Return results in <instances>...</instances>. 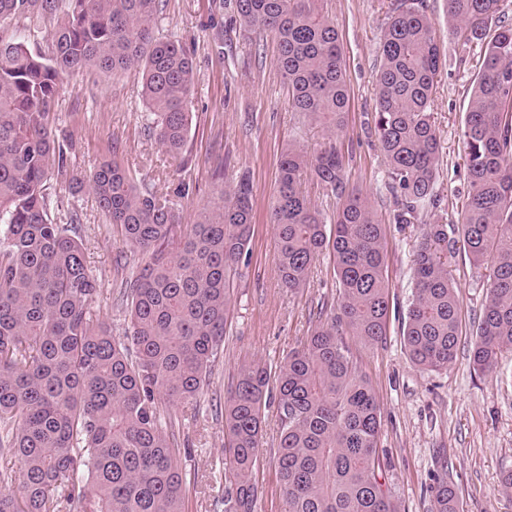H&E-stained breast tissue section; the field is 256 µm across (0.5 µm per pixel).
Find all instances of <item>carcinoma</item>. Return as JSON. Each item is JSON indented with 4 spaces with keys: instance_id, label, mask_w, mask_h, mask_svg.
<instances>
[{
    "instance_id": "cac0c4a2",
    "label": "carcinoma",
    "mask_w": 512,
    "mask_h": 512,
    "mask_svg": "<svg viewBox=\"0 0 512 512\" xmlns=\"http://www.w3.org/2000/svg\"><path fill=\"white\" fill-rule=\"evenodd\" d=\"M164 0H0V512H184L178 449L163 428L164 403L197 399L224 343L233 279L253 224L252 187L224 189L222 203L182 228L166 191L140 192L125 168L104 162L83 182L130 247L149 254L124 288L126 340L91 317L99 292L88 273L79 219L50 213L52 181L71 182L72 145L55 139L63 80L92 68H136L156 135L180 156L189 134L192 59L153 35ZM500 0H447L462 47L480 46L479 74L461 138L467 204L456 224H427L413 259L415 292L403 323L410 361L448 369L459 336L458 296L448 262L464 251L486 266L488 293L471 353L473 370L495 372L512 351V25L489 32ZM240 26L277 41V66L292 110L342 129L349 89L339 31L320 0H234ZM53 22L48 51L6 35L20 18ZM374 134L387 164L397 221L436 205L439 140L432 92L442 66L424 0H393L381 38ZM309 175L339 200L327 218L303 188ZM277 268L289 290L306 286L329 251L337 303L320 310L301 348L278 366L277 467L285 512H400L382 481L380 402L346 336L366 346L386 336L389 287L384 228L351 186L330 143L312 155L287 146L271 212ZM269 373L241 368L224 401L231 471L224 512H258L253 479ZM443 470L430 512H458Z\"/></svg>"
}]
</instances>
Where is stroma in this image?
<instances>
[{
	"mask_svg": "<svg viewBox=\"0 0 512 512\" xmlns=\"http://www.w3.org/2000/svg\"><path fill=\"white\" fill-rule=\"evenodd\" d=\"M425 3L443 57L432 104L440 142L434 187L438 204L421 220L400 224L374 134L375 77L390 0L322 2L340 34L350 89L345 127L336 146L345 157L350 185L369 198L384 226L387 252V336L375 347L354 340L349 347L379 398V451L401 512H430L431 488L443 458L448 461V480L459 492L460 512H512V497L501 492L503 474L512 471V352H503L496 373L487 376L475 373L469 360L487 293L485 269L462 253L448 265L461 315L457 356L448 370L424 372L404 350L402 324L413 291L415 248L426 224L458 221L467 201L460 132L479 71L476 55L462 51L448 24L446 0ZM154 34L182 44L193 62L189 135L180 158L159 143L158 118L142 102L141 75L135 69L117 77L87 69L66 77L54 107L55 129L58 137L73 144L74 176L117 161L129 169L137 188L169 191L185 225L196 223L203 209L218 204L223 188L243 178L253 188L252 237L234 282L224 346L197 400L163 407L165 419L175 424L186 512H224L217 483L227 467L224 401L241 366L255 361L276 368L309 336L318 304L337 300L333 260L326 253L316 260L305 288L291 292L282 287L270 222L284 148L294 143L312 153L328 137L322 126L293 112L277 67L275 39L240 29L232 0H165ZM185 184L190 187L186 197L178 193ZM74 214L80 217L77 234L87 270L99 285L92 318L105 321L113 336L125 338L129 316L120 290L136 278L147 257L125 244L90 190L56 186L51 210L55 222L69 223ZM277 401V394L269 393L255 471L264 489L258 512H284L275 457Z\"/></svg>",
	"mask_w": 512,
	"mask_h": 512,
	"instance_id": "1",
	"label": "stroma"
}]
</instances>
